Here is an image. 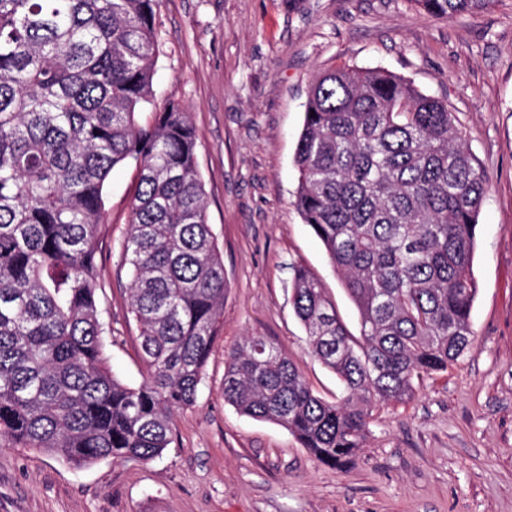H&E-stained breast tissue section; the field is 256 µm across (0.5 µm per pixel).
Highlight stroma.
I'll list each match as a JSON object with an SVG mask.
<instances>
[{
	"label": "stroma",
	"instance_id": "stroma-1",
	"mask_svg": "<svg viewBox=\"0 0 512 512\" xmlns=\"http://www.w3.org/2000/svg\"><path fill=\"white\" fill-rule=\"evenodd\" d=\"M157 102L189 112L228 288L219 338L174 441L150 461L76 466L0 447V512H512V0L451 19L414 0H159ZM382 67L448 105L486 180L474 343L405 403H377L354 462L321 463L282 426L224 400V356L266 337L320 396L335 374L307 351L293 268L322 279L351 333L357 311L296 204L294 157L312 77ZM135 171L115 168L97 252L109 363L146 378L122 252Z\"/></svg>",
	"mask_w": 512,
	"mask_h": 512
}]
</instances>
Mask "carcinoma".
<instances>
[{
	"label": "carcinoma",
	"instance_id": "carcinoma-1",
	"mask_svg": "<svg viewBox=\"0 0 512 512\" xmlns=\"http://www.w3.org/2000/svg\"><path fill=\"white\" fill-rule=\"evenodd\" d=\"M157 0H0V446L77 465L141 461L173 442L218 338L227 282L208 222L189 113L155 106ZM452 18L494 0H413ZM132 166L123 260L147 369L108 365L99 319V226L112 170ZM295 166L297 207L359 313L339 319L294 268L310 353L342 394L313 392L263 336L225 355L224 401L347 465L372 406L414 395L473 343L472 264L483 173L446 103L382 68L314 76Z\"/></svg>",
	"mask_w": 512,
	"mask_h": 512
}]
</instances>
